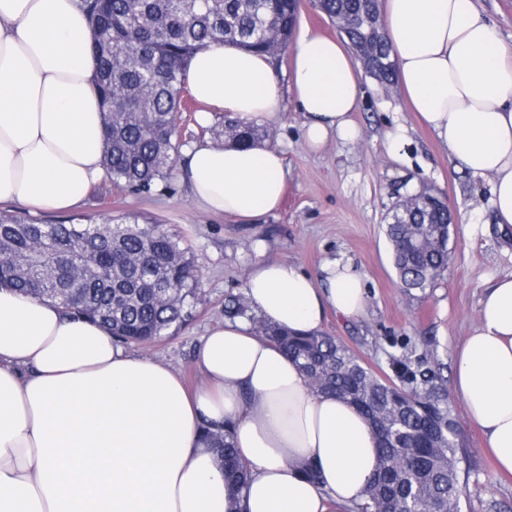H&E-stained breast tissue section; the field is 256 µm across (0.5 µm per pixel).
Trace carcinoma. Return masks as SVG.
<instances>
[{
    "mask_svg": "<svg viewBox=\"0 0 512 512\" xmlns=\"http://www.w3.org/2000/svg\"><path fill=\"white\" fill-rule=\"evenodd\" d=\"M331 21L348 22L351 52L368 60L387 89L396 80L379 0H311ZM94 30V81L103 102V168L120 190L148 194L171 177L180 129L193 101L184 72L212 43L271 54L288 46L297 0H82ZM232 142L264 137L254 125L224 117ZM448 206L420 200L402 224L386 225L400 287L425 292L448 269V247L436 245ZM0 283L47 299L77 317L105 325L122 343L151 344L189 315L201 296L188 251L162 224L136 216L41 224L0 213ZM254 328L292 358L314 389L354 404L378 440L379 467L366 501L346 512H461L459 433L448 391L432 369L394 357L398 382L387 381L335 337L298 336L253 316ZM224 456V478L246 481L247 466L229 426L204 427Z\"/></svg>",
    "mask_w": 512,
    "mask_h": 512,
    "instance_id": "cac0c4a2",
    "label": "carcinoma"
}]
</instances>
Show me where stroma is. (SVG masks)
I'll use <instances>...</instances> for the list:
<instances>
[{"instance_id": "obj_1", "label": "stroma", "mask_w": 512, "mask_h": 512, "mask_svg": "<svg viewBox=\"0 0 512 512\" xmlns=\"http://www.w3.org/2000/svg\"><path fill=\"white\" fill-rule=\"evenodd\" d=\"M361 86L352 114L360 139H334L318 153L306 148L294 94L283 87L282 118L267 127L269 144L284 153L283 199L256 223L205 211L175 174L148 195L119 191L104 178L72 209L36 212L1 202L0 213L43 224L78 214L141 215L179 235L199 270L202 300L182 327L134 351L171 364L188 385L198 381L193 354L203 336L224 321L229 301L244 297L253 265L270 259L311 273L329 259L351 263L364 278L366 312L356 320L328 314L324 333L382 377L394 375L391 356L404 355L427 360L452 379L455 351L477 322L485 288L512 273V239L501 237L488 181L452 169L446 148L409 110L399 89L383 90L366 76ZM424 187L447 195L457 222L450 228L447 271L433 288L410 294L397 283L385 228L398 198ZM451 405L469 469L462 512H512V477H501L484 453L483 435L468 421L463 403L455 398Z\"/></svg>"}]
</instances>
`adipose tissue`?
I'll return each instance as SVG.
<instances>
[{
  "label": "adipose tissue",
  "mask_w": 512,
  "mask_h": 512,
  "mask_svg": "<svg viewBox=\"0 0 512 512\" xmlns=\"http://www.w3.org/2000/svg\"><path fill=\"white\" fill-rule=\"evenodd\" d=\"M80 0H0V202L76 205L103 175V115ZM397 83L456 168L488 179L499 224H512V45L479 0H384ZM186 81L201 104L244 123L279 121L270 57L232 44L193 56ZM291 82L310 150L359 131L360 72L346 44L303 34ZM180 175L204 209L250 222L279 209L280 148L209 142ZM245 294L267 322L320 332L328 312L367 306L361 274L329 260L312 274L263 261ZM202 377L187 391L169 365L134 354L98 323L0 286V512H338L364 502L378 441L353 404L316 392L292 359L244 318L200 342ZM454 396L512 475V275L487 288L478 324L456 352ZM230 425L249 467L244 488L203 425Z\"/></svg>",
  "instance_id": "ef3b65f1"
}]
</instances>
